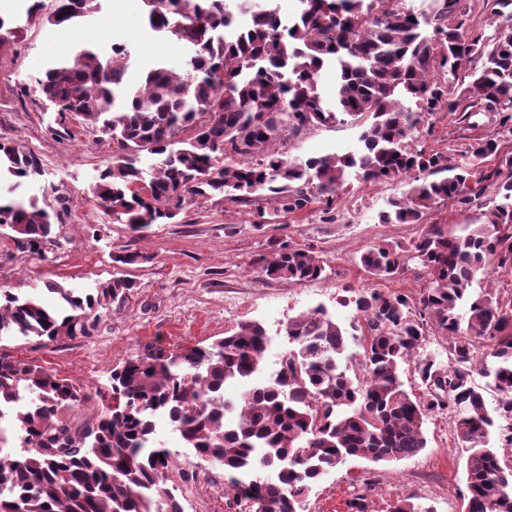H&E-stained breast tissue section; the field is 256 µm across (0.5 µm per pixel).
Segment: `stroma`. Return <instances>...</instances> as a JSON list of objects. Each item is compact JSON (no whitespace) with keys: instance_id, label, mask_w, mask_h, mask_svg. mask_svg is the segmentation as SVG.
Wrapping results in <instances>:
<instances>
[{"instance_id":"obj_1","label":"stroma","mask_w":512,"mask_h":512,"mask_svg":"<svg viewBox=\"0 0 512 512\" xmlns=\"http://www.w3.org/2000/svg\"><path fill=\"white\" fill-rule=\"evenodd\" d=\"M27 6V0H0V16L26 24ZM26 26L23 37L0 53V139L13 141L39 163L38 174L23 181L18 195L49 209L64 197L70 210L55 228L60 246L47 259L11 253L9 243L0 239V289L42 296L46 283L52 282L87 292L115 275L132 278L136 287L125 302L100 310L92 336L53 342L5 336L0 338L1 351L77 380L88 390H104L113 367L143 356L148 347L205 346L240 322L256 320L271 339L262 364L267 376L277 370L279 356L288 348V318L323 307L347 330L353 346L361 331L353 308L341 304L348 291L377 287L414 296L425 287L426 278L418 270L381 283L359 264L371 245L404 243L420 232L416 224L378 221L388 200L404 191L399 182L348 179L331 207L314 203L275 224L254 225L247 208L202 199L172 223L130 231L89 193L99 172L112 163L110 142L89 133L79 117L71 115L58 124L51 107L35 102V81L50 62L69 59L86 41L106 55L113 44H126L132 81L158 66H181L185 48L149 28L143 5L119 12L114 0H104L99 12L72 28ZM496 127L495 114L484 110L468 124L454 114L436 112L424 116L416 144L462 163L470 139ZM358 133L347 123L306 129L290 140L288 151L301 158L340 152L355 143ZM273 240L316 251L326 263L322 279H264L258 260ZM127 252L139 253V261L113 263V254ZM425 433L428 446L417 457L380 465L348 459L312 487L305 512H348L347 501L366 478L374 483L368 498L371 512H389L396 500L406 497L432 512H460L466 452L456 446L447 414H433ZM156 437L181 462L171 485L183 512H227L223 467L196 457L167 420H157Z\"/></svg>"}]
</instances>
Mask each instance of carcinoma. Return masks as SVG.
<instances>
[{
  "label": "carcinoma",
  "mask_w": 512,
  "mask_h": 512,
  "mask_svg": "<svg viewBox=\"0 0 512 512\" xmlns=\"http://www.w3.org/2000/svg\"><path fill=\"white\" fill-rule=\"evenodd\" d=\"M372 15L365 0H299L285 18L264 0L241 27L227 0H143L149 27L170 34L187 54L177 71L163 66L139 82L127 79L128 51L101 54L85 45L37 80L42 102L60 117L82 118L113 145L112 166L91 192L105 211L125 217L133 232L168 223L198 198L250 206L253 224H272L313 203L331 206L349 174L365 182L403 181L381 224H420L408 243L379 242L359 258L372 278L388 281L414 266L428 286L416 301L405 293L366 290L348 302L364 321L362 359L347 354L346 330L315 308L288 319L292 348L259 385L269 339L258 321L207 346L149 352L111 371V400L79 426L66 413L92 399L71 379L0 354V416L19 433L24 455L0 444V512H182L167 485L174 454L155 440L165 418L199 458L224 468L226 505L261 498L277 512H300L311 487L349 458L373 463L409 459L427 448L429 415L448 411L454 440L466 449L464 512H512V462L488 447L498 429L512 446V300L473 293L479 274L512 269V0H487L501 18L493 38L445 23L465 16L446 0L428 23L409 10ZM31 0L33 21L69 26L91 16L99 0ZM336 68V100L324 102L317 81ZM497 114L498 128L468 144V162L412 147L422 114L447 110L467 122L476 104ZM350 121L357 145L306 160L288 156L290 135L310 126ZM155 163L142 166L143 159ZM487 161L491 168L475 167ZM444 177L435 179L433 175ZM38 174V162L0 142V181ZM495 187L479 224L427 223L448 200L470 204ZM60 214L31 200L0 198V238L20 254L42 259L56 246ZM271 280L321 278L325 262L310 248L273 242L259 259ZM135 282L114 276L76 294L49 284L54 309L0 290V337L50 341L89 336L101 308L123 301ZM448 342V370L424 361L421 396L403 373L428 332ZM361 367L363 375L356 373ZM479 371L498 391L488 409ZM371 484L348 501L369 512Z\"/></svg>",
  "instance_id": "carcinoma-1"
}]
</instances>
